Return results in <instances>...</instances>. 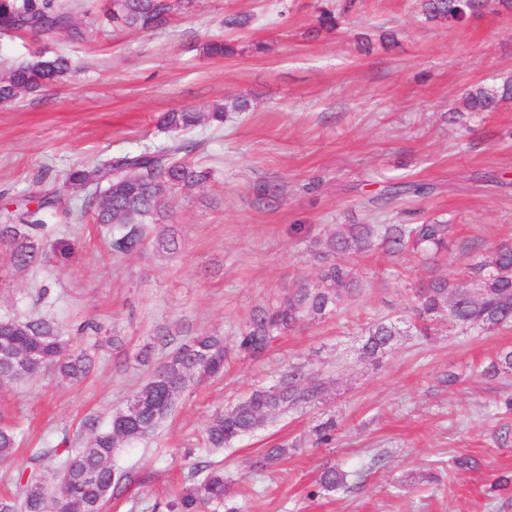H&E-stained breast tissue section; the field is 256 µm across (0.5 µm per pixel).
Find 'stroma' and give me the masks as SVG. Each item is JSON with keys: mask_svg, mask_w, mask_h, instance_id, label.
Returning a JSON list of instances; mask_svg holds the SVG:
<instances>
[{"mask_svg": "<svg viewBox=\"0 0 512 512\" xmlns=\"http://www.w3.org/2000/svg\"><path fill=\"white\" fill-rule=\"evenodd\" d=\"M324 7L340 14L337 31L318 29ZM235 15L249 24L225 26ZM213 40L235 54H207ZM59 54L72 61L61 81L0 104V223L24 197L62 200L45 214L40 265L14 270L0 248V319L54 321L95 362L77 385L50 372L0 384V414L27 442L13 467L0 466V495L13 490L27 447L56 445L86 417L106 420L192 336L234 345L255 306L316 281L318 243L340 225L410 224L418 211L446 219L456 233L437 270L453 281L464 280L473 247L512 238V101L480 114L464 104L469 90L512 78L510 9L451 27L425 21L418 0H198L155 32L96 26L77 10L68 29L0 33L2 70ZM238 97L249 111L181 132L211 177L171 197L142 251L112 253L91 214L67 209L84 196L66 182L71 169L157 149L171 138L162 113ZM412 182L428 194L382 203L387 186ZM267 184L276 198L262 196ZM170 234L177 249L156 242ZM358 265L356 300L260 360L231 357L223 376L190 384L153 436L117 448L116 465L136 480L103 512H166L203 462L233 479L239 512H512V491L492 488L512 471V413L501 409L512 382L476 371L512 347V327L428 340L410 331L373 366L360 356L363 328L406 317L427 270L415 255L378 249ZM88 321L121 347H95L93 332L79 330ZM294 366L329 381L326 402L268 419L220 452L205 448L213 415ZM448 372L460 382L442 385ZM329 414L335 447L251 470L264 448L303 438ZM379 453L385 465L372 467ZM460 454L475 467L451 471ZM333 464L360 472L357 486L309 497Z\"/></svg>", "mask_w": 512, "mask_h": 512, "instance_id": "1", "label": "stroma"}]
</instances>
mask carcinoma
I'll list each match as a JSON object with an SVG mask.
<instances>
[{"mask_svg":"<svg viewBox=\"0 0 512 512\" xmlns=\"http://www.w3.org/2000/svg\"><path fill=\"white\" fill-rule=\"evenodd\" d=\"M512 0H421L427 21L463 24L478 14ZM192 0H110L102 21L114 26L152 31L174 15L186 11ZM0 26L31 28L51 32L72 26L68 0H0ZM65 55L37 58L0 73V104L17 99L24 91L60 81L70 70ZM512 100V80L497 87H477L467 93L465 106L472 112H494ZM247 98H236L214 106L206 115L197 112L164 113L162 129L178 133L204 119L222 125L234 112H246ZM193 145L174 142L136 155L105 160L92 169H73L66 181L85 190L81 209L93 211L98 224L115 229L109 246L117 254H130L145 245V225L164 218L167 196L174 190L201 185L210 171L196 164L189 154ZM55 206L44 197L35 208L23 206L0 224V243L9 249L11 265L17 269L37 266L43 259L37 240L45 228L42 215ZM454 225L437 219L420 224H349L323 243L322 258L336 255L341 260L324 266L319 280L298 282L278 300L254 307L237 337L235 349L224 345V337L199 334L183 343L170 360L158 366L151 378L126 403L113 409L105 427L88 417L83 422L87 436L80 447L72 448L66 436L62 445L38 446L29 450L27 466L19 470L15 496L0 497V512H103L108 497L131 481L129 472L116 467L112 456L123 444H134L152 435L168 416L188 384L202 382L224 372L232 355L258 360L280 338L310 320H320L336 311L344 301L362 289L359 275L348 260L360 258L376 245L393 256L413 253L423 261H433L448 251ZM446 313L448 323L465 330L490 332L512 326V242L503 241L475 255L469 265L467 283L462 285L436 275L415 288L412 314L406 319L419 335L428 339L438 328L434 322ZM401 335L398 323L378 319L366 328L363 357L380 362ZM93 356L74 346L56 324L44 318L0 319V383L32 378L51 369L61 379L80 384L91 374ZM512 374V350L503 351L482 367L481 375L497 379ZM327 381L294 366L281 374L278 384L255 389L232 408L209 421L206 444L220 450L231 441L252 433L265 420L299 407H312L324 400ZM336 440V417L331 415L313 428L314 447L330 446ZM18 445L16 428L0 422V464L8 465ZM301 447V442L281 441L264 449L253 462L257 470L275 467ZM350 474L336 466H326L309 492L314 498L347 489ZM231 481L224 470L206 465L196 470L192 482L175 499L166 503L168 512H208L226 507Z\"/></svg>","mask_w":512,"mask_h":512,"instance_id":"1","label":"carcinoma"}]
</instances>
